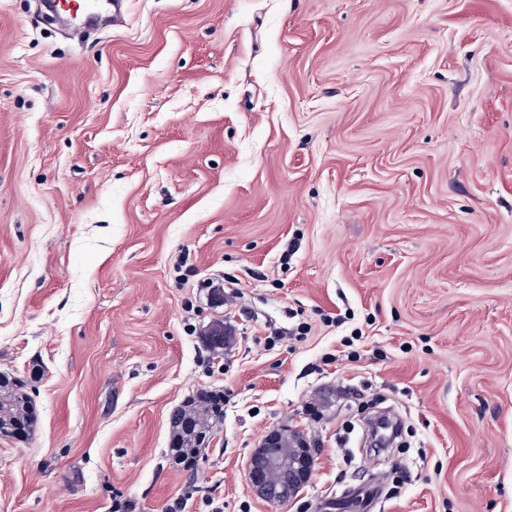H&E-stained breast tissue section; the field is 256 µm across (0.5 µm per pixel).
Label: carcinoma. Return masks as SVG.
Returning a JSON list of instances; mask_svg holds the SVG:
<instances>
[{
  "instance_id": "obj_1",
  "label": "carcinoma",
  "mask_w": 512,
  "mask_h": 512,
  "mask_svg": "<svg viewBox=\"0 0 512 512\" xmlns=\"http://www.w3.org/2000/svg\"><path fill=\"white\" fill-rule=\"evenodd\" d=\"M0 416L28 439L34 429L32 398L20 379H7L0 385ZM224 418V394L217 390H200L170 418L173 436L181 445L170 452L173 462L185 456L191 460L215 434Z\"/></svg>"
}]
</instances>
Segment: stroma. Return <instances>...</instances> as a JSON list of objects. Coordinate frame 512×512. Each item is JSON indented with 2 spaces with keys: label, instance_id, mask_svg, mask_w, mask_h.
Masks as SVG:
<instances>
[{
  "label": "stroma",
  "instance_id": "stroma-1",
  "mask_svg": "<svg viewBox=\"0 0 512 512\" xmlns=\"http://www.w3.org/2000/svg\"><path fill=\"white\" fill-rule=\"evenodd\" d=\"M125 8L73 39L0 0V373L34 406L0 512H275L246 462L280 425L316 457L276 512H512V0ZM186 416L190 425L186 426ZM224 418V394L217 390H200L188 399L184 405L174 411L170 418L174 438H179L182 445L169 447L170 457L175 464L182 459H191L184 468H191L197 453L215 434ZM173 438V439H174ZM177 447V448H175ZM173 449V451H172Z\"/></svg>",
  "mask_w": 512,
  "mask_h": 512
}]
</instances>
